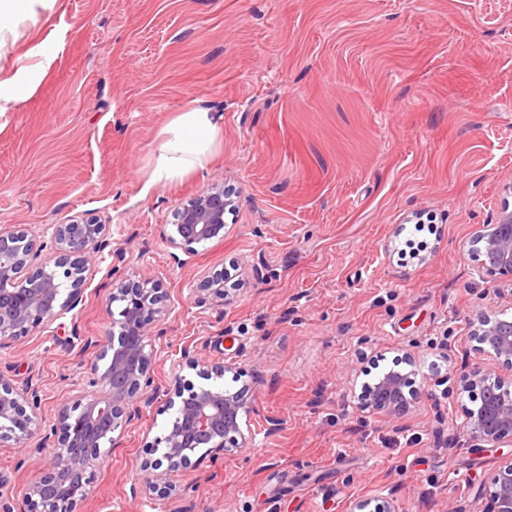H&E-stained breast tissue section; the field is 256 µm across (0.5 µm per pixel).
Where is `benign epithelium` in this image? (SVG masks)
I'll list each match as a JSON object with an SVG mask.
<instances>
[{
  "mask_svg": "<svg viewBox=\"0 0 512 512\" xmlns=\"http://www.w3.org/2000/svg\"><path fill=\"white\" fill-rule=\"evenodd\" d=\"M237 193L217 180L173 212L176 249H190L224 238L226 215L238 207ZM109 225L94 214L72 216L52 225L50 242L15 226L0 230V343L28 336L74 310L87 285L89 263L107 247ZM470 247L483 275L512 277V205L500 206L491 224H480ZM52 250L49 262L37 263ZM205 291L224 299V271L206 277ZM108 305L112 328L104 339L89 343L94 360L90 390L74 403L57 407L54 421L40 443L29 447L39 429L35 413L37 390L18 386L0 374V445L8 444L34 457L37 476L28 488L23 508L17 510L0 495V512H76L91 493L94 464L101 448L118 447L115 433L140 419L143 409L163 392L174 416L164 432L146 442L149 456L141 462L149 474L141 493L164 495L172 490L171 477L195 464L193 458L223 455L252 443V416L256 408L241 392L219 385L196 386L184 379V367L199 369L206 380L221 379L227 366L201 363L184 350L173 362L172 378L161 387L151 375L156 357V331L169 308V294L159 281L133 280L112 270ZM475 351L507 363L512 361V321L494 312L481 313L472 322ZM412 372L390 368L361 384L357 408L389 418L407 413L422 397ZM480 389V404L465 412L461 428L471 439L489 445L512 446V380L479 365L462 380L461 388ZM52 449L50 460L42 459ZM483 495L492 512H512V461L494 469L484 482ZM351 512H394L387 501L353 503Z\"/></svg>",
  "mask_w": 512,
  "mask_h": 512,
  "instance_id": "1",
  "label": "benign epithelium"
}]
</instances>
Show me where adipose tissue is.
I'll return each mask as SVG.
<instances>
[{
	"label": "adipose tissue",
	"instance_id": "1",
	"mask_svg": "<svg viewBox=\"0 0 512 512\" xmlns=\"http://www.w3.org/2000/svg\"><path fill=\"white\" fill-rule=\"evenodd\" d=\"M55 3L56 0H0V46L15 44L24 27L37 23L40 13L53 9ZM24 58V65L15 70H0V117L35 91L57 55L39 41L26 49ZM221 147V128L211 112L197 105L187 107L160 131L149 181L167 183L204 170Z\"/></svg>",
	"mask_w": 512,
	"mask_h": 512
}]
</instances>
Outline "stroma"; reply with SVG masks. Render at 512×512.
<instances>
[{
	"instance_id": "1",
	"label": "stroma",
	"mask_w": 512,
	"mask_h": 512,
	"mask_svg": "<svg viewBox=\"0 0 512 512\" xmlns=\"http://www.w3.org/2000/svg\"><path fill=\"white\" fill-rule=\"evenodd\" d=\"M62 52L34 93L0 119V229L91 212L110 226L81 303L51 328L0 345V374L37 383L49 425L90 375L79 338L106 336L113 270L161 280L170 312L156 382L190 349L223 363L257 409L251 447L176 473L165 497L133 494L147 434L173 413L145 408L96 470L77 512H486L479 488L512 448L460 428L485 362L470 323L512 316L502 279L479 274L476 225L512 183V0H57L15 45ZM199 103L222 125L209 167L149 182L157 134ZM224 180L238 211L223 240L174 252L173 209ZM420 259H400L406 239ZM234 267L227 302L208 275ZM412 354L427 392L398 419L358 411L357 372ZM442 396L429 399V392ZM37 474L0 447V494Z\"/></svg>"
}]
</instances>
